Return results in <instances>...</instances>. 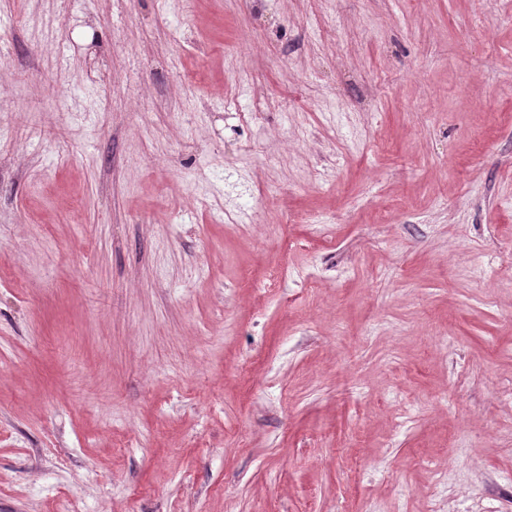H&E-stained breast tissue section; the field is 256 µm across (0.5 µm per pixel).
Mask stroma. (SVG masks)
Returning <instances> with one entry per match:
<instances>
[{
    "mask_svg": "<svg viewBox=\"0 0 512 512\" xmlns=\"http://www.w3.org/2000/svg\"><path fill=\"white\" fill-rule=\"evenodd\" d=\"M435 502L512 503V0H0V512Z\"/></svg>",
    "mask_w": 512,
    "mask_h": 512,
    "instance_id": "stroma-1",
    "label": "stroma"
}]
</instances>
